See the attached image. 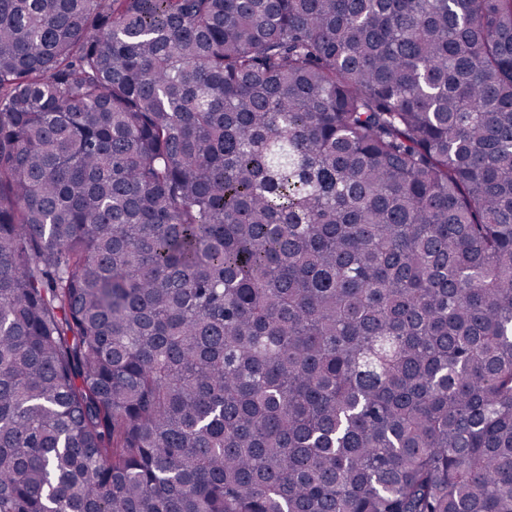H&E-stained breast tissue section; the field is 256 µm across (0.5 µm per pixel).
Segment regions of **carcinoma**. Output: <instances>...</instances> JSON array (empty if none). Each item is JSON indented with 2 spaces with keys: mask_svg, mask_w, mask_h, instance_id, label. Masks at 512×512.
<instances>
[{
  "mask_svg": "<svg viewBox=\"0 0 512 512\" xmlns=\"http://www.w3.org/2000/svg\"><path fill=\"white\" fill-rule=\"evenodd\" d=\"M0 512H512V0H0Z\"/></svg>",
  "mask_w": 512,
  "mask_h": 512,
  "instance_id": "1",
  "label": "carcinoma"
}]
</instances>
